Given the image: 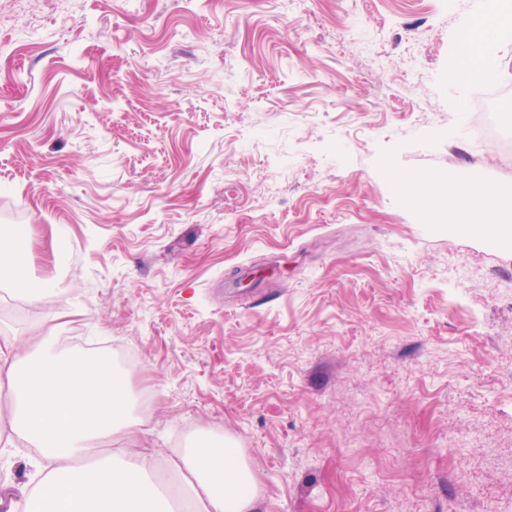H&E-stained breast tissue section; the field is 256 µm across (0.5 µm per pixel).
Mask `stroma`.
<instances>
[{
	"label": "stroma",
	"mask_w": 512,
	"mask_h": 512,
	"mask_svg": "<svg viewBox=\"0 0 512 512\" xmlns=\"http://www.w3.org/2000/svg\"><path fill=\"white\" fill-rule=\"evenodd\" d=\"M484 10L0 0V227L61 314L0 288V336L123 374L162 454L232 438L256 512H512V246L382 167L512 186V111L476 142L448 77Z\"/></svg>",
	"instance_id": "1"
}]
</instances>
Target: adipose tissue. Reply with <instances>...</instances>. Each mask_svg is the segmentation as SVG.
Masks as SVG:
<instances>
[{
  "instance_id": "adipose-tissue-1",
  "label": "adipose tissue",
  "mask_w": 512,
  "mask_h": 512,
  "mask_svg": "<svg viewBox=\"0 0 512 512\" xmlns=\"http://www.w3.org/2000/svg\"><path fill=\"white\" fill-rule=\"evenodd\" d=\"M486 12L493 27L458 52L453 76L495 77L496 63L484 44L512 32V0H487ZM387 174L409 206L512 244V193L473 190L455 169L444 176L448 193L440 197L433 176L393 167ZM27 240L24 227L0 228V286L24 293L43 307L45 320H56L48 308L50 284L25 273ZM0 377L10 389L9 437L0 446L21 438L41 461L25 512H169L174 500L182 512H255L259 488L232 439L197 440L173 459L136 446L138 424L126 380L101 361L62 356L49 336L29 354L15 339L0 336ZM119 434L129 447L92 458L95 448Z\"/></svg>"
}]
</instances>
